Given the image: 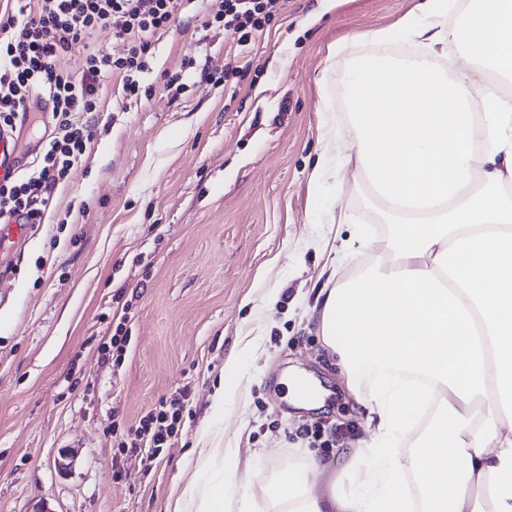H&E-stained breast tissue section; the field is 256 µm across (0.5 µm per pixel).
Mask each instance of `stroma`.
<instances>
[{
    "label": "stroma",
    "mask_w": 512,
    "mask_h": 512,
    "mask_svg": "<svg viewBox=\"0 0 512 512\" xmlns=\"http://www.w3.org/2000/svg\"><path fill=\"white\" fill-rule=\"evenodd\" d=\"M335 2L284 0L248 45L213 28L202 46L216 0H198L157 42L148 97L116 112L122 85L105 90L90 151L0 280V512H165L206 424L235 463L234 499H261L276 470L337 460L366 438L318 336L319 294L356 275L389 227L348 169L328 168L317 189L311 173L328 129L337 154L348 151L347 79L374 48L365 33L388 28L407 47L414 0ZM188 57L230 74L217 84L189 70L172 99L161 74ZM359 231L363 251L325 250ZM124 304L131 341L120 366H105L98 347ZM232 354L245 378L213 416ZM287 371L312 380L322 407L284 401ZM182 390L174 448L149 466L119 452L113 427H137ZM319 426L333 431L331 447L313 444Z\"/></svg>",
    "instance_id": "1"
}]
</instances>
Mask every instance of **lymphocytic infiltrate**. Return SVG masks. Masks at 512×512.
Listing matches in <instances>:
<instances>
[{"mask_svg":"<svg viewBox=\"0 0 512 512\" xmlns=\"http://www.w3.org/2000/svg\"><path fill=\"white\" fill-rule=\"evenodd\" d=\"M0 12V128L28 120V100L42 94L50 103L46 148L29 175L0 179V221L37 220L57 185L84 158L93 139L86 113L96 111L107 81L122 79L125 98H140L143 73L151 68L160 37L196 0H12ZM278 0H219L203 29L235 28L242 41L263 30ZM111 26L122 53L91 47L94 31ZM86 51L83 71L72 76L55 60L72 49ZM184 396L158 401L133 429L131 446L153 460L175 444Z\"/></svg>","mask_w":512,"mask_h":512,"instance_id":"f902f5d3","label":"lymphocytic infiltrate"}]
</instances>
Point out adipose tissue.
<instances>
[{
    "instance_id": "1",
    "label": "adipose tissue",
    "mask_w": 512,
    "mask_h": 512,
    "mask_svg": "<svg viewBox=\"0 0 512 512\" xmlns=\"http://www.w3.org/2000/svg\"><path fill=\"white\" fill-rule=\"evenodd\" d=\"M418 0L414 53L357 60L342 160L383 201L390 233L328 290L323 346L363 405L367 439L339 467L309 459L263 486L278 512H512V0ZM495 80L446 77L447 47ZM167 512H255L212 478L203 428Z\"/></svg>"
}]
</instances>
